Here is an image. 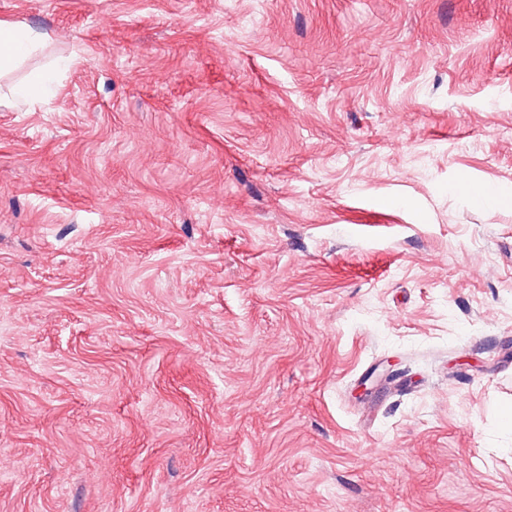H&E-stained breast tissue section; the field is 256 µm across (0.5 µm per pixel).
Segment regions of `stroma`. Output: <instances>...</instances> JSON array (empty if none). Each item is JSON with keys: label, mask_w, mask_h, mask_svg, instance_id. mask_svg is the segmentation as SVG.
<instances>
[{"label": "stroma", "mask_w": 512, "mask_h": 512, "mask_svg": "<svg viewBox=\"0 0 512 512\" xmlns=\"http://www.w3.org/2000/svg\"><path fill=\"white\" fill-rule=\"evenodd\" d=\"M0 19V512H512V0ZM52 38L48 31L0 20V73L13 71L23 59ZM52 83L53 79L48 71L33 70L25 79L13 86L12 101L27 105L36 104L51 90Z\"/></svg>", "instance_id": "35a3bbf8"}]
</instances>
